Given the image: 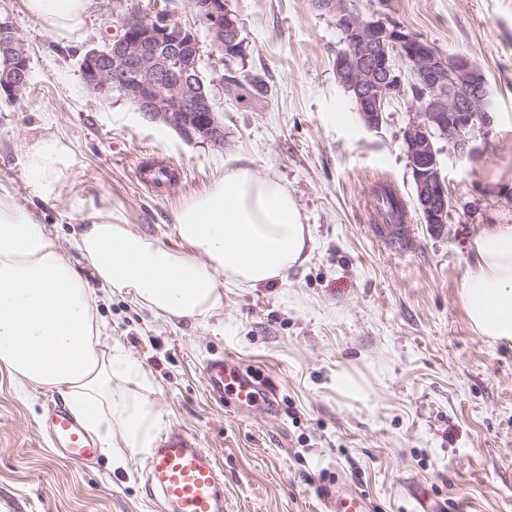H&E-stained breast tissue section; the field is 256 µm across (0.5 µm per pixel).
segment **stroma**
<instances>
[{
  "label": "stroma",
  "mask_w": 512,
  "mask_h": 512,
  "mask_svg": "<svg viewBox=\"0 0 512 512\" xmlns=\"http://www.w3.org/2000/svg\"><path fill=\"white\" fill-rule=\"evenodd\" d=\"M108 2L98 0L86 36L66 46L11 18L30 84L18 99L0 93V193L28 201L23 153L53 134L71 147L74 179L62 202L33 210L61 248L79 227L63 218L64 201L92 193L109 197L132 230L181 249L175 211L238 166L286 181L314 239L286 283L224 285L223 307L203 319L167 320L129 292L99 299L102 348H120L149 376L129 393L159 414L161 430H187L215 455L224 512H330L321 491L339 479L366 495L369 512H412L418 494L447 512H512V345L477 336L461 301L473 240L512 224V0H390L382 10L351 0L443 56L470 58L487 79L491 134L472 159L443 157L450 207L438 234L416 209L404 152L411 98L367 129L334 77L342 35L312 0H226L246 46L230 64L192 0H122V12L163 10L196 32L224 123L220 149L147 120L119 94L87 91L81 61L110 36ZM227 72L261 77L266 96L228 93ZM159 162L171 180L152 193L136 170ZM379 182L406 206L405 251L374 230L367 202ZM216 354L270 383L273 409L211 397L203 364ZM19 385L0 370V512H160L143 455L124 465L108 449L89 465L56 457L43 420L60 392L31 386L22 396Z\"/></svg>",
  "instance_id": "stroma-1"
}]
</instances>
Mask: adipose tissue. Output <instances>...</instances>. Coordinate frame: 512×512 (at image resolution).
<instances>
[{"mask_svg":"<svg viewBox=\"0 0 512 512\" xmlns=\"http://www.w3.org/2000/svg\"><path fill=\"white\" fill-rule=\"evenodd\" d=\"M16 12L56 40H80L96 0H14ZM23 167L35 198L56 200L72 182L73 156L60 139L29 145ZM84 222L62 250L34 211L0 194V367L34 386L63 391L86 429L111 448L153 445L157 418L121 383H149L140 364L118 349L102 351L105 324L98 291H128L155 314L199 319L224 305L220 281L255 287L286 281L312 250L309 225L279 177L248 167L226 171L208 191L185 200L174 214L186 252L169 250L134 232L106 198L86 196ZM473 262L461 296L475 332L512 341V224L483 231L472 243ZM79 254L94 275L87 282L71 259Z\"/></svg>","mask_w":512,"mask_h":512,"instance_id":"adipose-tissue-1","label":"adipose tissue"}]
</instances>
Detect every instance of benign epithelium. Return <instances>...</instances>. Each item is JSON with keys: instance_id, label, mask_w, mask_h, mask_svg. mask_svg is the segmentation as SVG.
I'll return each instance as SVG.
<instances>
[{"instance_id": "obj_1", "label": "benign epithelium", "mask_w": 512, "mask_h": 512, "mask_svg": "<svg viewBox=\"0 0 512 512\" xmlns=\"http://www.w3.org/2000/svg\"><path fill=\"white\" fill-rule=\"evenodd\" d=\"M193 6L224 59L245 58L237 18L224 0H193ZM314 6L330 15L348 38L351 52L336 55L335 78L350 94L365 127L382 124L388 103L401 96L405 83L416 79L425 84L427 97L411 113L402 139L416 209L432 231H442L450 201L440 143L448 145V155L463 161L479 151L477 135L489 136L493 103L483 71L465 56L437 53L422 37L383 22L375 13H359L350 0H314ZM0 53L17 64L16 72L0 76V90L17 98L29 85L27 46L17 33L4 31ZM201 70L196 33L166 14L126 17L121 34L104 48L89 50L81 63L92 94L116 92L151 121L189 141L198 137L222 149L224 124Z\"/></svg>"}]
</instances>
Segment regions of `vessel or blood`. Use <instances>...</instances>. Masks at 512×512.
I'll use <instances>...</instances> for the list:
<instances>
[{"mask_svg": "<svg viewBox=\"0 0 512 512\" xmlns=\"http://www.w3.org/2000/svg\"><path fill=\"white\" fill-rule=\"evenodd\" d=\"M209 392L238 402L258 399L272 403L274 392L259 387L249 371L232 357L209 358L204 366ZM45 428L55 453L71 463L86 464L101 453L98 440L62 404L54 405ZM147 486L159 494L164 512H224V473L215 457L200 448L197 439L182 430L161 435L145 461ZM333 512H366L365 497L346 486L337 487Z\"/></svg>", "mask_w": 512, "mask_h": 512, "instance_id": "b4317fda", "label": "vessel or blood"}]
</instances>
